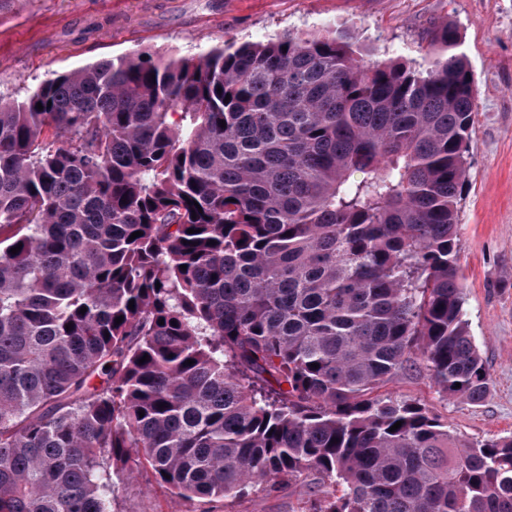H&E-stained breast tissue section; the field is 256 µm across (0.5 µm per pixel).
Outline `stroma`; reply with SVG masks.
<instances>
[{"instance_id": "1", "label": "stroma", "mask_w": 512, "mask_h": 512, "mask_svg": "<svg viewBox=\"0 0 512 512\" xmlns=\"http://www.w3.org/2000/svg\"><path fill=\"white\" fill-rule=\"evenodd\" d=\"M454 23L476 87L459 210L466 317L489 374L477 404L443 399L423 364L384 387L470 443L512 436V0H16L0 15V94L125 54L166 60L288 31H346L377 58L422 63L432 22ZM113 512H304L306 480L262 501H186L149 470L121 473Z\"/></svg>"}]
</instances>
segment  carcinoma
Here are the masks:
<instances>
[{
  "label": "carcinoma",
  "mask_w": 512,
  "mask_h": 512,
  "mask_svg": "<svg viewBox=\"0 0 512 512\" xmlns=\"http://www.w3.org/2000/svg\"><path fill=\"white\" fill-rule=\"evenodd\" d=\"M460 46L435 23L416 68L288 31L0 97V512H112L131 461L196 502L311 474L309 512H512V437L379 394L413 354L488 391Z\"/></svg>",
  "instance_id": "1"
}]
</instances>
